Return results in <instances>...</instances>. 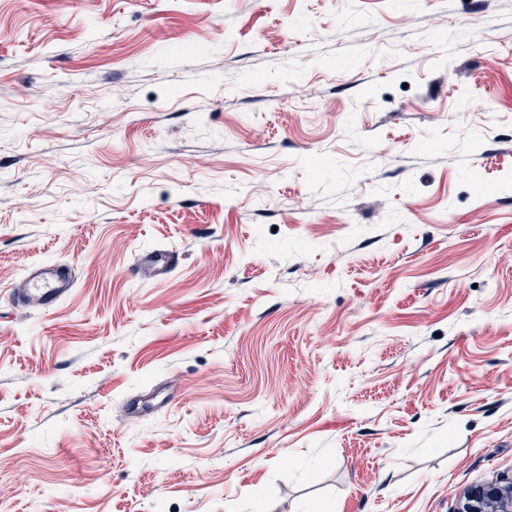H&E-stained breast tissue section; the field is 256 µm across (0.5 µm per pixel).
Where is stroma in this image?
Listing matches in <instances>:
<instances>
[{
	"mask_svg": "<svg viewBox=\"0 0 512 512\" xmlns=\"http://www.w3.org/2000/svg\"><path fill=\"white\" fill-rule=\"evenodd\" d=\"M45 261L70 296L15 308ZM503 476L512 0H0V512Z\"/></svg>",
	"mask_w": 512,
	"mask_h": 512,
	"instance_id": "obj_1",
	"label": "stroma"
}]
</instances>
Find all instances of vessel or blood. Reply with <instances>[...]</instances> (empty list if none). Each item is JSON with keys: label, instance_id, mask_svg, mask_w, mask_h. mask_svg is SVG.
I'll list each match as a JSON object with an SVG mask.
<instances>
[{"label": "vessel or blood", "instance_id": "obj_1", "mask_svg": "<svg viewBox=\"0 0 512 512\" xmlns=\"http://www.w3.org/2000/svg\"><path fill=\"white\" fill-rule=\"evenodd\" d=\"M74 287V276L70 266L45 262L26 271L17 288L12 291V300L22 309L50 310L64 301Z\"/></svg>", "mask_w": 512, "mask_h": 512}]
</instances>
